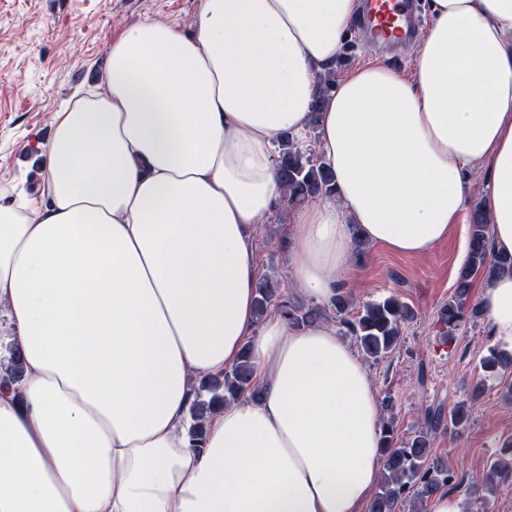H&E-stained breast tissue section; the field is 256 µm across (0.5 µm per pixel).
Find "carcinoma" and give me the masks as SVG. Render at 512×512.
<instances>
[{
	"label": "carcinoma",
	"mask_w": 512,
	"mask_h": 512,
	"mask_svg": "<svg viewBox=\"0 0 512 512\" xmlns=\"http://www.w3.org/2000/svg\"><path fill=\"white\" fill-rule=\"evenodd\" d=\"M336 85V72L327 71L319 75L312 114L320 111L325 97ZM278 172L288 190V204L294 205L308 199L329 196L336 192L333 173L320 156L310 149L302 148L295 140L286 136L281 139L278 149ZM483 271L487 277L512 273V257H497L492 254L488 235V219L483 202H477L471 212L469 223L468 259L457 279L456 296L440 309L437 322L439 335L450 342L461 325L464 316L466 295L470 287V276ZM340 317L346 334L355 338L366 357L375 361L385 357L397 346L403 325L416 317L415 311L395 295L365 303L352 311L349 294L336 295L331 306L326 308L315 304L305 305L284 294L270 277L263 276L256 286V319L261 321L274 311L288 317L294 326H310L329 317L328 311ZM512 365V358L502 351H490L483 360V367L495 371ZM0 370L10 380L23 375L22 355L18 348L10 350L3 359ZM252 366L248 352H243L240 361L224 374L205 376L197 380L196 400L191 408L192 423L189 439L193 448L198 449L204 440L205 422L217 410L231 404L245 395L256 396ZM470 417L467 406L461 404L444 412L442 408L426 410L423 426L412 440L401 446L394 443L393 420H381L382 443L385 453V467L379 484V491L369 501L366 512H398L400 505L413 494L423 500L442 488L451 485L452 473L437 461H429L431 435L442 426L453 428L464 426ZM512 478V442L505 444L503 455L489 466L485 480L486 490L493 492L501 481Z\"/></svg>",
	"instance_id": "cac0c4a2"
}]
</instances>
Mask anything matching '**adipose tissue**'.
I'll use <instances>...</instances> for the list:
<instances>
[{
    "instance_id": "obj_1",
    "label": "adipose tissue",
    "mask_w": 512,
    "mask_h": 512,
    "mask_svg": "<svg viewBox=\"0 0 512 512\" xmlns=\"http://www.w3.org/2000/svg\"><path fill=\"white\" fill-rule=\"evenodd\" d=\"M360 0H203L192 34L127 29L101 89L42 144L38 201L0 196V512H363L383 465L357 353L320 322L255 316L251 236L286 201L282 135L318 133L336 193L295 206L294 287L350 286L353 235L421 255L465 223L488 171L492 252L512 255V0H428L411 73L375 60L312 113ZM512 342V274L486 280ZM250 349L259 398L189 446L194 381Z\"/></svg>"
}]
</instances>
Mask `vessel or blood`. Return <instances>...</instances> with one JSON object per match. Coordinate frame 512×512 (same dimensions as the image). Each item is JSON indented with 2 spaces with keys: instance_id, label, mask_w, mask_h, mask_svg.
Masks as SVG:
<instances>
[{
  "instance_id": "1",
  "label": "vessel or blood",
  "mask_w": 512,
  "mask_h": 512,
  "mask_svg": "<svg viewBox=\"0 0 512 512\" xmlns=\"http://www.w3.org/2000/svg\"><path fill=\"white\" fill-rule=\"evenodd\" d=\"M363 23L393 56L414 45L420 34L414 0H365Z\"/></svg>"
}]
</instances>
